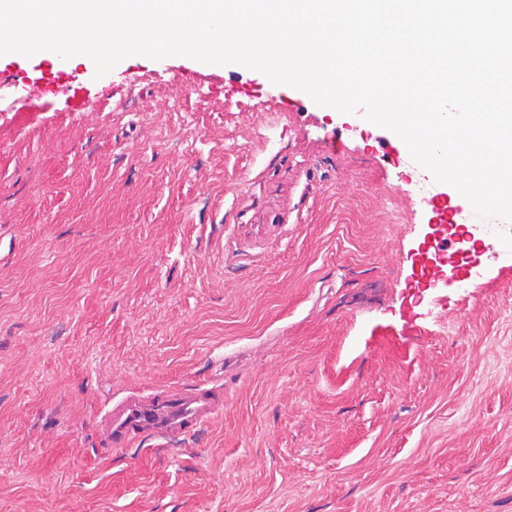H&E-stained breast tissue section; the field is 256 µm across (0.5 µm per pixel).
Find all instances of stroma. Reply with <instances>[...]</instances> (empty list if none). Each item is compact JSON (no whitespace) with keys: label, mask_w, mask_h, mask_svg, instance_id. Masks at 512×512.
I'll return each mask as SVG.
<instances>
[{"label":"stroma","mask_w":512,"mask_h":512,"mask_svg":"<svg viewBox=\"0 0 512 512\" xmlns=\"http://www.w3.org/2000/svg\"><path fill=\"white\" fill-rule=\"evenodd\" d=\"M194 59L0 56V512H512V239L416 252L464 199L388 131ZM415 335L409 353L379 337ZM221 390L189 434L122 399Z\"/></svg>","instance_id":"stroma-1"}]
</instances>
